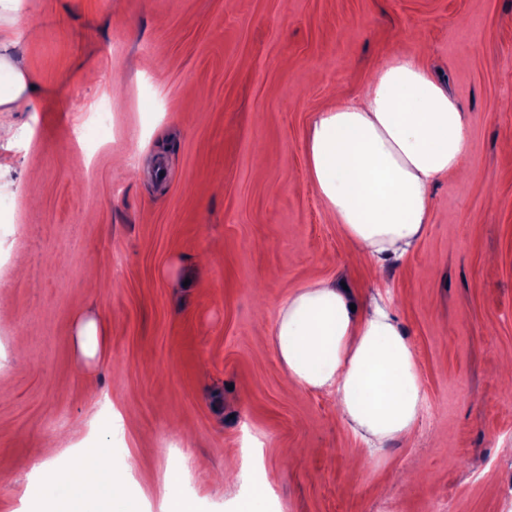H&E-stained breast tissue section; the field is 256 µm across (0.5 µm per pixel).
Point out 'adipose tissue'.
I'll use <instances>...</instances> for the list:
<instances>
[{
    "label": "adipose tissue",
    "mask_w": 512,
    "mask_h": 512,
    "mask_svg": "<svg viewBox=\"0 0 512 512\" xmlns=\"http://www.w3.org/2000/svg\"><path fill=\"white\" fill-rule=\"evenodd\" d=\"M472 115L420 53L381 60L366 88L339 94L315 113L305 138L308 180L341 224L355 258L381 268L401 262L431 222V191L457 173L470 148ZM347 293L317 280L290 293L271 344L296 387L336 399L352 430L384 445L412 438L424 409L418 358L381 301L357 313ZM44 512H142L119 465L102 449H73L58 466L34 468Z\"/></svg>",
    "instance_id": "ef3b65f1"
}]
</instances>
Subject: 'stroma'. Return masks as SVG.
Wrapping results in <instances>:
<instances>
[{"label":"stroma","instance_id":"35a3bbf8","mask_svg":"<svg viewBox=\"0 0 512 512\" xmlns=\"http://www.w3.org/2000/svg\"><path fill=\"white\" fill-rule=\"evenodd\" d=\"M0 59L37 111L0 114V512H35L39 441L123 460L145 512L188 461L194 512L243 427L264 442L269 512H512V0H22ZM426 62L474 116L460 171L432 190L416 249L352 263L307 180L305 132L386 55ZM114 100L95 159L72 143ZM388 293L421 366L416 436L371 448L325 395L289 384L271 331L288 294ZM94 323L84 355L79 324ZM137 432L104 437L101 405Z\"/></svg>","mask_w":512,"mask_h":512}]
</instances>
